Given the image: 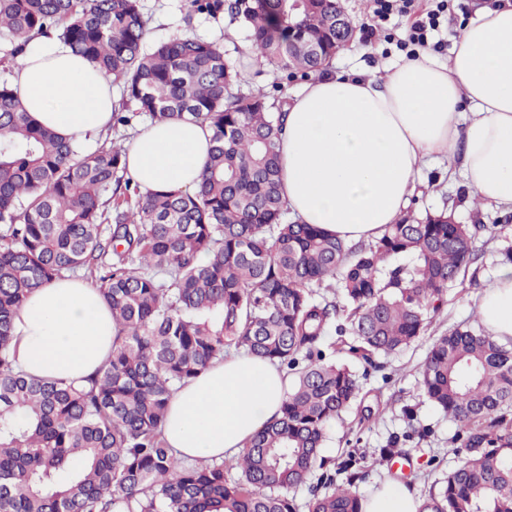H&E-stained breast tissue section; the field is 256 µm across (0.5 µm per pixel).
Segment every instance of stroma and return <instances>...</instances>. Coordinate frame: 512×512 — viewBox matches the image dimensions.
<instances>
[{
  "mask_svg": "<svg viewBox=\"0 0 512 512\" xmlns=\"http://www.w3.org/2000/svg\"><path fill=\"white\" fill-rule=\"evenodd\" d=\"M140 5L150 19L147 47H154L161 39L185 35L215 42L222 48L226 62L243 67L238 91L246 93L260 88L276 99L284 92L297 90L303 82L298 72L243 66L242 58L249 46L248 32L241 20L231 15L217 19L188 16L186 0H140ZM345 7L354 27L353 41L332 61L333 70L341 73L363 67L383 69L405 58V51L396 44L405 27L404 19L391 17L384 30L370 36L365 29L366 0H345ZM448 167L445 160L421 167L415 175L417 192L412 206L421 213L450 211L462 224L482 219L488 229L476 241L477 263L462 284L448 290L426 337L404 352L378 358L374 365L358 366L361 405L332 428L324 451L327 462L305 485L293 490L297 503L323 491L330 478L363 499L389 478L411 483L424 494L459 463L456 450L465 434L423 396L419 385L421 363L432 337L460 323L480 327L476 301L501 269L502 249L512 245V213L476 206L463 177L449 175ZM383 448L391 450L390 459H380L379 451ZM352 456L359 457V464L338 470L337 461Z\"/></svg>",
  "mask_w": 512,
  "mask_h": 512,
  "instance_id": "stroma-1",
  "label": "stroma"
}]
</instances>
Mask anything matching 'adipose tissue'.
Returning a JSON list of instances; mask_svg holds the SVG:
<instances>
[{
	"label": "adipose tissue",
	"mask_w": 512,
	"mask_h": 512,
	"mask_svg": "<svg viewBox=\"0 0 512 512\" xmlns=\"http://www.w3.org/2000/svg\"><path fill=\"white\" fill-rule=\"evenodd\" d=\"M25 109L61 137L107 129L108 75L54 38L34 40L10 72ZM212 131L188 120L144 125L124 161L140 189L193 191ZM281 192L291 216L346 242L373 241L416 192L419 165L457 161L480 205L512 211V0L475 11L449 64L429 53L379 71L310 77L292 96L277 142ZM486 332L512 342V264L476 303ZM112 312L83 280L64 277L30 294L14 318L20 371L81 380L112 352ZM288 391L282 372L241 353L214 361L172 397L164 434L176 457L221 461L274 419ZM407 485L389 482L363 512H419Z\"/></svg>",
	"instance_id": "1"
}]
</instances>
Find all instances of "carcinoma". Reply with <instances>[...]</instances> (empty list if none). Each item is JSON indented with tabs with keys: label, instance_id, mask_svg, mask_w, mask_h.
I'll use <instances>...</instances> for the list:
<instances>
[{
	"label": "carcinoma",
	"instance_id": "1",
	"mask_svg": "<svg viewBox=\"0 0 512 512\" xmlns=\"http://www.w3.org/2000/svg\"><path fill=\"white\" fill-rule=\"evenodd\" d=\"M188 7L241 17L258 62L304 74L353 32L344 0ZM149 32L138 0H0L10 59L54 35L119 82L132 112L113 124L187 114L213 130L194 191L143 193L123 180V147L82 152L0 83V512H299L290 490L322 466L330 426L359 398L353 363L426 334L485 224L407 209L352 244L288 220L276 151L286 102L228 95L239 71L215 43L187 35L148 52ZM77 272L112 311V354L83 384L29 378L14 367V317L31 291ZM239 349L287 370L281 416L236 458H177L161 432L171 397ZM420 387L466 436L462 463L419 512H512V348L456 327L433 339ZM305 508L362 503L331 484Z\"/></svg>",
	"mask_w": 512,
	"mask_h": 512
}]
</instances>
